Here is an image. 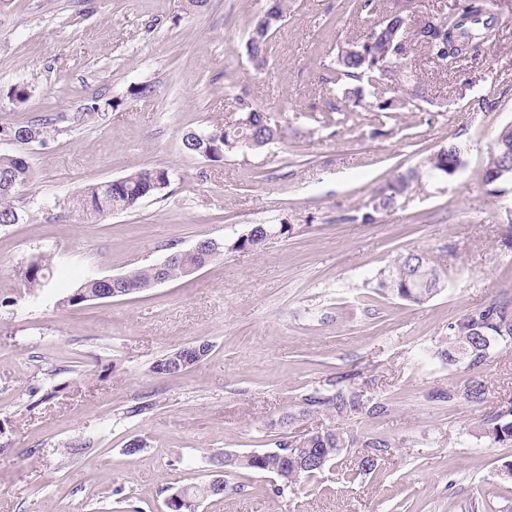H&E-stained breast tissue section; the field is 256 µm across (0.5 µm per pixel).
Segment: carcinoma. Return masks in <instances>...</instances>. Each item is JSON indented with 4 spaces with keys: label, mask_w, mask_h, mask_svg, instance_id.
I'll use <instances>...</instances> for the list:
<instances>
[{
    "label": "carcinoma",
    "mask_w": 512,
    "mask_h": 512,
    "mask_svg": "<svg viewBox=\"0 0 512 512\" xmlns=\"http://www.w3.org/2000/svg\"><path fill=\"white\" fill-rule=\"evenodd\" d=\"M412 0H392V9L385 18L374 24L360 38L346 43L336 55L334 77L343 87V96L349 101L351 111L356 112L368 107L380 112H392L405 108L420 98L422 88L411 83L406 74L408 55L417 47L424 49L426 55L436 59L440 71L454 72L459 59L471 54L482 55L481 44L474 43L467 48L461 47L451 37L450 29L459 16H469L472 23L484 26L489 23L488 0H460L455 4L458 12L449 14L440 12L436 21L414 26L406 31L399 26L400 18L407 15ZM291 0H279L278 14L258 18L246 35L245 49L252 58L255 68L265 66L271 52V41L279 29ZM367 82L371 88L372 101H365L361 82ZM252 113V126L234 122L206 130L189 131L182 138V150L192 156L210 155V161L224 159V139H233L243 134L274 137L278 126L267 125L266 115L261 109L250 103L241 107V117ZM58 116H41L18 123L1 133L17 137L21 149L11 155H0V226L18 224L22 215L14 205V196L19 188L32 180V170L27 153L26 136L35 134L39 141L55 130ZM452 154L439 148L427 156L420 170H410L398 174L386 181L389 191L380 199V210L371 204L365 205V211L342 216L348 223L361 222L371 224L375 215L392 211L398 205L393 193L404 178L411 182L449 178ZM171 179L170 171L164 167H142L123 177L121 184L112 182L90 184L80 190L71 200V211L87 220H100L113 213H122L136 209L143 201L155 198L161 193L158 185ZM54 256L43 253L33 257L21 270V281L27 289L41 288L49 281ZM184 256L175 254L165 267L166 281L172 282L185 278L183 272ZM124 278L129 285L145 287L156 279V268L145 265L135 268ZM382 294L390 295L401 301L423 304L445 288L441 273L432 264L427 254L408 251L399 255L387 270L379 272L377 283ZM105 285L99 281H83L75 292L64 300L69 306L91 301L103 291ZM512 345V286H504L488 302L462 312L448 322L447 346L437 352L436 357L450 370L462 373V379L433 395V398L448 403H465L474 407L484 405L489 396V386L483 375L485 362L499 347ZM358 373L347 371L338 373L326 380L325 387L315 389L300 397L288 416H299L305 420L324 415L328 419L349 420L354 418L376 419L391 412V403L386 399L368 398L356 387L354 380ZM468 435L479 444L491 446H512V401H503L470 427ZM404 441L387 435L366 433L350 434L334 424L320 429L311 435L307 447L311 453L303 455L295 448L287 447V442L276 444L279 452L254 460H238L228 466L227 471H254L259 473H280L288 478L291 486L295 473L303 472V477L312 479L326 468L335 464L336 459L349 448H369L371 454L361 462V470L370 471L377 460L403 447ZM188 506L182 512H197L200 502L224 492H213L207 484L193 485L187 488Z\"/></svg>",
    "instance_id": "obj_1"
}]
</instances>
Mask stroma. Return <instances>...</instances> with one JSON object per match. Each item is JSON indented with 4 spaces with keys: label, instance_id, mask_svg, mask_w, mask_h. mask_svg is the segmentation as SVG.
<instances>
[{
    "label": "stroma",
    "instance_id": "obj_1",
    "mask_svg": "<svg viewBox=\"0 0 512 512\" xmlns=\"http://www.w3.org/2000/svg\"><path fill=\"white\" fill-rule=\"evenodd\" d=\"M265 6L0 0V127L60 118L26 149L21 223L0 226V512H162L175 489L209 480L213 456L273 447L299 396L350 370L392 410L344 428L404 448L366 473L362 449H350L335 469L281 492L264 474H230L198 512H512V481L500 475L512 447L472 443L466 431L482 408L430 398L461 377L431 359L449 321L512 273L501 243L512 187L495 197L481 179L512 124V0H492L499 35L464 74L415 54L423 100L350 114L328 67L378 15L348 0H293L258 70L245 37ZM19 84L29 87L21 106L8 97ZM145 84L153 95L137 97ZM94 100L99 111L86 113ZM243 101L282 138L217 163L183 152L185 133L234 121ZM451 140L464 149L455 177L411 187L375 223L342 222ZM151 166L171 173L159 198L89 224L70 212L80 188ZM256 224L293 232L140 293L60 304L87 275H122L205 238L229 244ZM411 250L442 270L444 290L421 305L363 301L378 271ZM44 251L57 255L53 275L25 293L18 271ZM200 341L211 346L200 363L153 373ZM483 372L489 405L512 400V348L493 352ZM133 439L142 449L131 455Z\"/></svg>",
    "mask_w": 512,
    "mask_h": 512
}]
</instances>
